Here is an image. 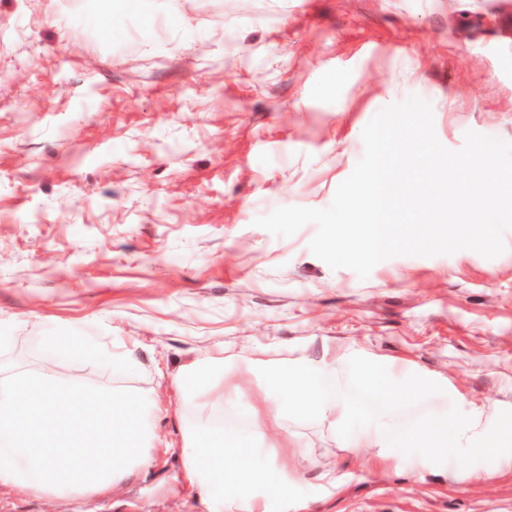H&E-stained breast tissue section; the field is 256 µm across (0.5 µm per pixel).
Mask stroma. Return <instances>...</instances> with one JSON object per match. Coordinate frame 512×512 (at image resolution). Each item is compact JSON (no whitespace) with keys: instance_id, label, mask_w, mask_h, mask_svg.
Returning a JSON list of instances; mask_svg holds the SVG:
<instances>
[{"instance_id":"1","label":"stroma","mask_w":512,"mask_h":512,"mask_svg":"<svg viewBox=\"0 0 512 512\" xmlns=\"http://www.w3.org/2000/svg\"><path fill=\"white\" fill-rule=\"evenodd\" d=\"M428 101L448 149L467 131L512 142V0H0V378L52 365L64 382L159 396L153 462L103 495L0 489V512H209L183 473L210 430L281 457L296 482L268 512H512V433L474 466L493 479L356 462L329 419L253 426L274 363L330 361L318 380L365 422L384 404L336 362L355 348L492 401L512 422V230L504 253L398 256L367 279L315 257L309 224L254 226L282 206L328 207L382 108ZM83 331L106 361H66ZM224 388L180 399L208 350ZM52 345L63 357H84L90 354L85 344L84 336H53L50 339Z\"/></svg>"}]
</instances>
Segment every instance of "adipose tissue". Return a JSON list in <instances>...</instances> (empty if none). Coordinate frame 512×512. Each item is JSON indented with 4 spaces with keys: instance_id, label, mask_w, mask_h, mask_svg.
<instances>
[{
    "instance_id": "obj_1",
    "label": "adipose tissue",
    "mask_w": 512,
    "mask_h": 512,
    "mask_svg": "<svg viewBox=\"0 0 512 512\" xmlns=\"http://www.w3.org/2000/svg\"><path fill=\"white\" fill-rule=\"evenodd\" d=\"M246 366L260 371L266 392L277 395L272 405L277 417L291 412L332 415L345 447L369 449L386 462L398 461L400 452L405 451L411 453L413 465L427 463L449 469V458L470 457L486 442L487 424L495 418L493 404L475 405L456 397L443 410L415 424H402L392 415V408L411 401L434 402L431 380L402 372L394 364L381 366L368 361L360 365L361 378L380 393L388 411L356 427L349 422L343 403L326 399L317 387L316 380L328 370V363H314L300 356L283 365H270L254 352ZM223 374V358L208 355L195 363L178 386L184 396L197 397L213 389ZM181 454L190 486L202 501L217 500V512H266L268 492L287 490L291 480L287 460L258 465L254 461L256 449L241 447L211 432L190 437Z\"/></svg>"
}]
</instances>
